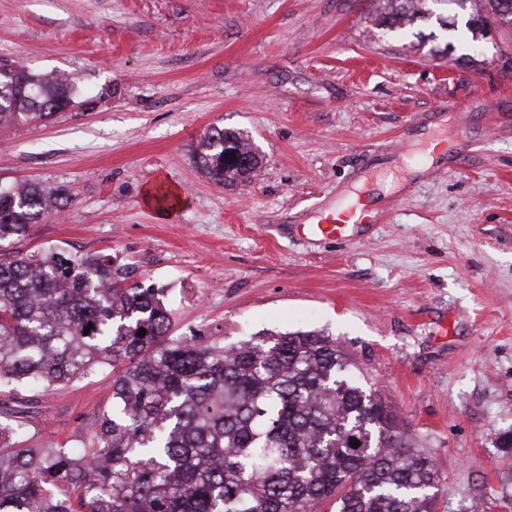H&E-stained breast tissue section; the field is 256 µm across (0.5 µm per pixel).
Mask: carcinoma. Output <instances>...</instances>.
I'll use <instances>...</instances> for the list:
<instances>
[{
    "instance_id": "cac0c4a2",
    "label": "carcinoma",
    "mask_w": 512,
    "mask_h": 512,
    "mask_svg": "<svg viewBox=\"0 0 512 512\" xmlns=\"http://www.w3.org/2000/svg\"><path fill=\"white\" fill-rule=\"evenodd\" d=\"M387 2L380 24L393 28L422 0ZM486 2L465 21L474 38L512 24V0ZM75 94L64 72L1 64L0 128L47 119ZM194 157L218 185L251 179L261 163L247 138L218 126ZM61 194L0 185V380L21 406L34 384L110 365L112 409L83 450L20 448L27 423L1 411L0 512H315L328 501L336 512H433V458L354 377L336 339L172 336L163 289L127 284L111 254L16 248Z\"/></svg>"
}]
</instances>
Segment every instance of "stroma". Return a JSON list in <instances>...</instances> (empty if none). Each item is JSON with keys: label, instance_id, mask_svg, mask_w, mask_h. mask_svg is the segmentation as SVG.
<instances>
[{"label": "stroma", "instance_id": "stroma-1", "mask_svg": "<svg viewBox=\"0 0 512 512\" xmlns=\"http://www.w3.org/2000/svg\"><path fill=\"white\" fill-rule=\"evenodd\" d=\"M422 7L389 29L379 0H0V63L79 87L53 119L0 131V183L66 188L22 250L117 256L131 282L164 289L171 335L336 338L432 455L434 512H504L512 25L475 42L456 6L455 29ZM213 125L257 147L252 181L219 185L194 164ZM373 181L360 230L311 232ZM112 377L29 388L31 445L89 447Z\"/></svg>", "mask_w": 512, "mask_h": 512}]
</instances>
